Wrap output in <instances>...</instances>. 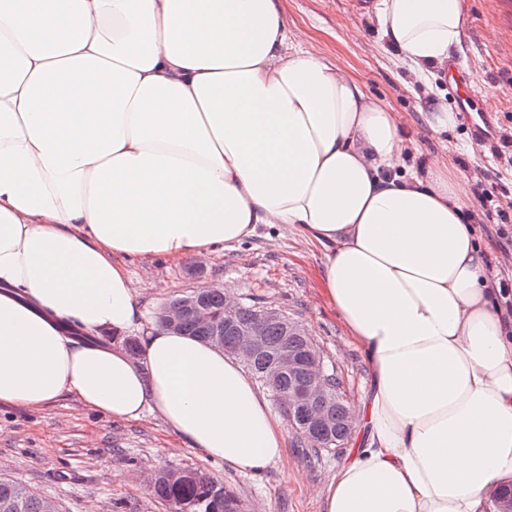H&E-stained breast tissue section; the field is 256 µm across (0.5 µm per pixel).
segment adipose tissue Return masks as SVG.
Here are the masks:
<instances>
[{"label": "adipose tissue", "instance_id": "adipose-tissue-1", "mask_svg": "<svg viewBox=\"0 0 512 512\" xmlns=\"http://www.w3.org/2000/svg\"><path fill=\"white\" fill-rule=\"evenodd\" d=\"M416 78L448 60L462 0H377ZM0 406L75 396L158 417L262 475L282 417L223 349L152 323L130 263L204 258L288 224L364 351L369 443L324 512H484L512 482V330L442 156L404 166L398 113L311 44L282 0H0Z\"/></svg>", "mask_w": 512, "mask_h": 512}]
</instances>
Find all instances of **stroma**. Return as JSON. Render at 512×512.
Returning <instances> with one entry per match:
<instances>
[{
	"instance_id": "stroma-1",
	"label": "stroma",
	"mask_w": 512,
	"mask_h": 512,
	"mask_svg": "<svg viewBox=\"0 0 512 512\" xmlns=\"http://www.w3.org/2000/svg\"><path fill=\"white\" fill-rule=\"evenodd\" d=\"M290 38L319 45L367 94L382 99L402 120L411 142L406 166L444 155L456 178L483 186L499 205H512V0H464L466 22L451 53L475 86V108L491 105L493 132L475 142L457 110L448 70L415 79L397 50L382 36L372 0H285ZM447 104L454 121L435 127L432 108ZM324 255L287 224H260L254 234L203 259L174 263L162 258L131 264L138 303L156 316L174 297L206 286H233L238 297L282 310L302 323L334 368L350 405L361 408L370 369L335 308L320 292ZM354 427L340 450L314 461L288 438L286 464L253 476L220 468L178 438L162 421L115 422L89 412L68 396L43 409L0 406V476L53 499L59 512H169L144 477L163 467H197L236 491L243 512H323L322 491L366 440Z\"/></svg>"
}]
</instances>
